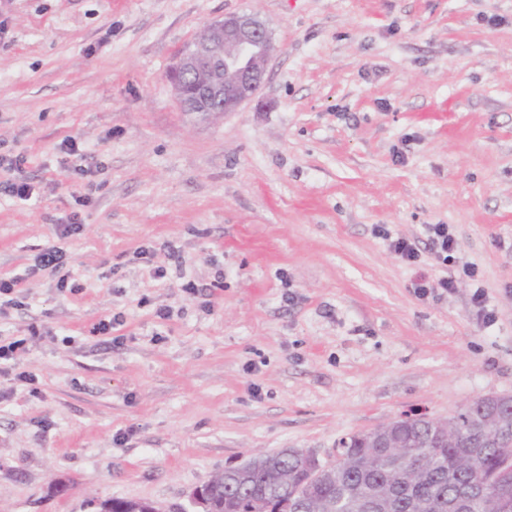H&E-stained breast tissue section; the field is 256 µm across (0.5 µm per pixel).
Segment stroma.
I'll return each instance as SVG.
<instances>
[{"label": "stroma", "instance_id": "1", "mask_svg": "<svg viewBox=\"0 0 512 512\" xmlns=\"http://www.w3.org/2000/svg\"><path fill=\"white\" fill-rule=\"evenodd\" d=\"M234 12L272 37L263 86L183 111L169 68ZM0 152L27 158L0 182L34 187L0 194V277L21 280L0 337L28 340L0 371V512H179L252 456L326 460L401 415L512 395V0H0ZM53 242L82 292L32 273ZM420 274L459 282L420 297ZM109 314L121 344L89 333ZM375 234L386 241L391 254L408 265H417L420 262L421 251L417 241L405 236H393L386 225L379 224L375 227ZM424 232L430 251L437 259L447 262L449 258L454 257L453 254L457 251V240L450 225L428 224L425 225Z\"/></svg>", "mask_w": 512, "mask_h": 512}]
</instances>
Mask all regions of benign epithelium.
Instances as JSON below:
<instances>
[{
    "instance_id": "7a95c632",
    "label": "benign epithelium",
    "mask_w": 512,
    "mask_h": 512,
    "mask_svg": "<svg viewBox=\"0 0 512 512\" xmlns=\"http://www.w3.org/2000/svg\"><path fill=\"white\" fill-rule=\"evenodd\" d=\"M274 46L262 21L251 13L231 14L209 24L178 57L168 78L184 101L182 77L197 86L195 111L237 112L252 101L265 80ZM183 512H214L208 489L200 483L187 494Z\"/></svg>"
}]
</instances>
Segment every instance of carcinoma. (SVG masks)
Listing matches in <instances>:
<instances>
[{
    "mask_svg": "<svg viewBox=\"0 0 512 512\" xmlns=\"http://www.w3.org/2000/svg\"><path fill=\"white\" fill-rule=\"evenodd\" d=\"M495 417L512 425V396L488 405L477 398L440 429L423 416L387 424L401 458L366 437L338 441L342 466L307 481L303 451L268 454L241 477L226 469L208 479L218 512H512V436L488 446L478 423Z\"/></svg>",
    "mask_w": 512,
    "mask_h": 512,
    "instance_id": "cac0c4a2",
    "label": "carcinoma"
}]
</instances>
